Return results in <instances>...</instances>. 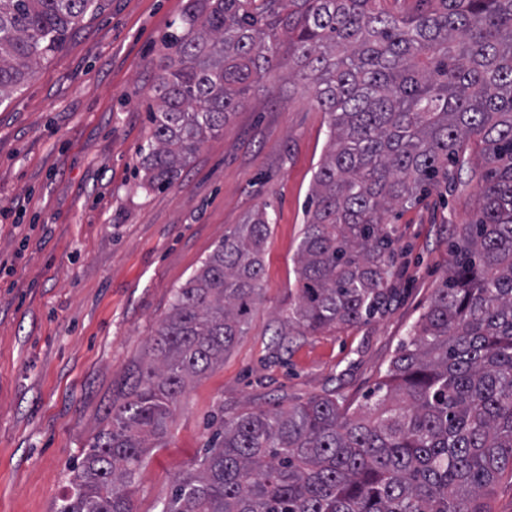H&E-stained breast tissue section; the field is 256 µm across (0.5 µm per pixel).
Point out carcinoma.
Here are the masks:
<instances>
[{"label": "carcinoma", "instance_id": "carcinoma-1", "mask_svg": "<svg viewBox=\"0 0 512 512\" xmlns=\"http://www.w3.org/2000/svg\"><path fill=\"white\" fill-rule=\"evenodd\" d=\"M98 0H0V104L53 57ZM158 111L140 146L166 187L283 68L327 115L298 257L302 335L383 315L399 294L395 207L457 187L481 163L480 204L448 274L392 357L374 401L329 393L221 419L162 512H491L512 480V0H187L166 39ZM262 209L175 290L112 425L58 512H133L131 486L191 377L224 362L260 290Z\"/></svg>", "mask_w": 512, "mask_h": 512}]
</instances>
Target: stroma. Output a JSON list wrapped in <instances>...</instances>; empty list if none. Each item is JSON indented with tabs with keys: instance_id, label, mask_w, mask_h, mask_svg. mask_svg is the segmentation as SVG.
<instances>
[{
	"instance_id": "1",
	"label": "stroma",
	"mask_w": 512,
	"mask_h": 512,
	"mask_svg": "<svg viewBox=\"0 0 512 512\" xmlns=\"http://www.w3.org/2000/svg\"><path fill=\"white\" fill-rule=\"evenodd\" d=\"M186 2L102 0L0 105V512H57L73 467L153 361L176 288L248 214L272 216L260 298L223 363L188 381L166 440L135 475L133 512H161L220 417L329 392L364 404L478 206L472 181L389 218L409 251L390 309L279 340L327 117L304 82L273 73L171 186L143 188L137 152L160 105L164 38Z\"/></svg>"
}]
</instances>
